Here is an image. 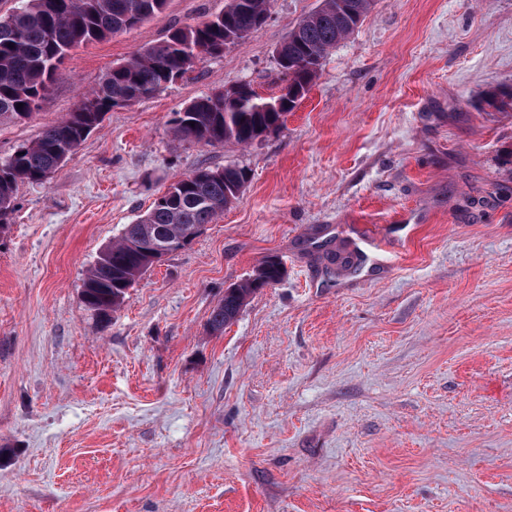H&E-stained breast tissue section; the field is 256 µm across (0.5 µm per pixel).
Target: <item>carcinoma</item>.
<instances>
[{"label":"carcinoma","mask_w":512,"mask_h":512,"mask_svg":"<svg viewBox=\"0 0 512 512\" xmlns=\"http://www.w3.org/2000/svg\"><path fill=\"white\" fill-rule=\"evenodd\" d=\"M167 0H13L0 14V123L24 121L49 93L59 64L75 47L133 29L161 13ZM271 0H225L224 11L195 25L174 28L159 43L112 66L84 96L94 112H72L45 127L30 144L18 146L0 161V228L6 229L15 206L18 183H41L98 128L106 113L137 103L186 75L202 55L224 54L237 32L257 29L268 16ZM373 0H322L314 12L296 22L280 44L279 62L288 75V94L263 97L255 92L235 100L224 92L201 96L175 113L176 136L205 145H248L278 132L288 112L308 93L323 59L361 25ZM23 107H18V104ZM249 182L245 168L199 167L174 181L149 209L107 245L87 269L81 292L87 310L102 324L124 303L150 265L139 247L147 242L171 246L185 232L215 221ZM281 262L266 258L249 278L224 289L213 309L209 329L224 332L248 298L279 283Z\"/></svg>","instance_id":"obj_1"}]
</instances>
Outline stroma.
Wrapping results in <instances>:
<instances>
[{
	"label": "stroma",
	"instance_id": "1",
	"mask_svg": "<svg viewBox=\"0 0 512 512\" xmlns=\"http://www.w3.org/2000/svg\"><path fill=\"white\" fill-rule=\"evenodd\" d=\"M167 0L74 49L0 159L112 65L219 14ZM320 0H272L222 57L106 114L0 234V512H512V0H374L279 132L174 136L197 97L285 85L275 57ZM250 172L214 223L103 325L100 250L201 166ZM357 253L358 270L331 255ZM285 275L223 334L225 288Z\"/></svg>",
	"mask_w": 512,
	"mask_h": 512
}]
</instances>
